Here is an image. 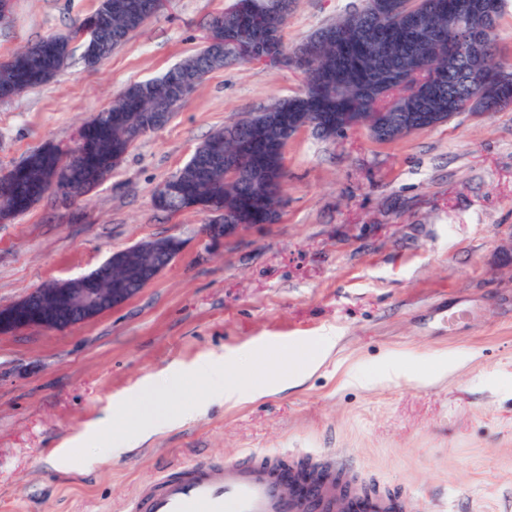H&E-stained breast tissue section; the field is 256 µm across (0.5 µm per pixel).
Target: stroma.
<instances>
[{"instance_id":"obj_1","label":"stroma","mask_w":512,"mask_h":512,"mask_svg":"<svg viewBox=\"0 0 512 512\" xmlns=\"http://www.w3.org/2000/svg\"><path fill=\"white\" fill-rule=\"evenodd\" d=\"M231 2L165 0L94 69L73 41L53 81L0 100V175L46 144L72 145L128 85L201 49ZM97 3L11 0L0 63L69 33ZM360 5L295 0L285 49ZM302 83L286 65L213 71L88 196L47 193L0 223V308L139 242L183 243L153 282L91 321L0 331V512H128L186 463L337 451L356 481L408 498L412 512H512V108L389 143L362 129L300 133L285 148L278 222L219 246L203 213L154 206L212 132ZM326 334L334 349L300 385L201 404L120 455L70 458L125 392L213 353L233 360ZM394 360L400 376L385 377Z\"/></svg>"}]
</instances>
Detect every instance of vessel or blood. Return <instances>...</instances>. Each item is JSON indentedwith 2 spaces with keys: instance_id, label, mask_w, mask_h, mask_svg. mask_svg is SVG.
Instances as JSON below:
<instances>
[{
  "instance_id": "obj_1",
  "label": "vessel or blood",
  "mask_w": 512,
  "mask_h": 512,
  "mask_svg": "<svg viewBox=\"0 0 512 512\" xmlns=\"http://www.w3.org/2000/svg\"><path fill=\"white\" fill-rule=\"evenodd\" d=\"M350 512H407L405 498L360 488L349 466L328 459L315 471L284 466L275 455L245 457L219 468L183 466L143 489L132 512H328L335 500Z\"/></svg>"
}]
</instances>
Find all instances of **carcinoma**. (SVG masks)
I'll return each instance as SVG.
<instances>
[{"label": "carcinoma", "instance_id": "1", "mask_svg": "<svg viewBox=\"0 0 512 512\" xmlns=\"http://www.w3.org/2000/svg\"><path fill=\"white\" fill-rule=\"evenodd\" d=\"M453 0H404L408 14L420 17L423 31L415 37L401 20L384 25L361 7L340 16L335 22L315 31L307 41L322 32L336 33L346 51L319 46L314 69L304 78L301 91L278 99L248 119V125L267 120L279 112H300L305 121L318 112H353L366 123L376 112L387 113L396 121L406 112H446L448 98L423 100L407 95L400 88L401 71L407 66L427 63L437 72L448 70V60L436 55L442 45L453 51L458 45L460 27L449 18ZM254 8L268 15L277 31H282L293 0H252ZM150 18L146 0H98L93 13L67 35L46 38L16 53L0 65V97L14 96L51 82L71 57L70 45L83 38L82 60L87 67H98L116 48L126 43L131 33ZM239 12L229 7L216 15L211 28L224 33L241 27ZM485 78L492 79L502 62L496 37L485 44ZM233 60L222 56L216 64L199 50L158 78L126 87L110 105L84 125L86 153L70 161L68 151L49 145L29 154L21 163L0 177V221L25 214L42 198V185L62 168L71 170L62 184V194L72 198L94 190L140 138L148 112H165L169 123L177 107L211 71ZM455 110L468 111L473 84L456 82ZM234 151L255 156L258 167L272 177L239 182L224 176V154ZM284 152H267L251 144L224 140V129L213 132L199 144L190 160L154 193V206L164 212L196 209L208 216V223H224L229 212L236 224H257L285 204ZM100 275L91 272L72 278L66 288H98Z\"/></svg>", "mask_w": 512, "mask_h": 512}]
</instances>
